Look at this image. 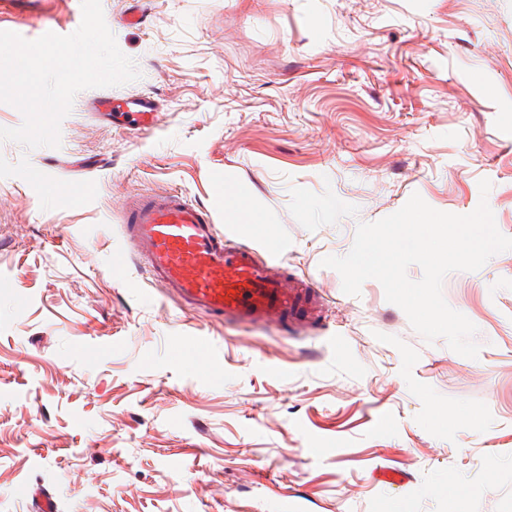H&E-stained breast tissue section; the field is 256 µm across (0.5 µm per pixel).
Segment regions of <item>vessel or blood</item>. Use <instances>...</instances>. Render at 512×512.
<instances>
[{
  "label": "vessel or blood",
  "mask_w": 512,
  "mask_h": 512,
  "mask_svg": "<svg viewBox=\"0 0 512 512\" xmlns=\"http://www.w3.org/2000/svg\"><path fill=\"white\" fill-rule=\"evenodd\" d=\"M134 112L151 127L157 105L136 96L98 97L95 112ZM134 256L152 281L182 308L237 326L312 329L324 303L312 281L281 261L225 239L208 213L178 193L134 196L123 226Z\"/></svg>",
  "instance_id": "vessel-or-blood-1"
}]
</instances>
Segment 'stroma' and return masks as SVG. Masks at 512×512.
I'll return each instance as SVG.
<instances>
[{
    "instance_id": "stroma-1",
    "label": "stroma",
    "mask_w": 512,
    "mask_h": 512,
    "mask_svg": "<svg viewBox=\"0 0 512 512\" xmlns=\"http://www.w3.org/2000/svg\"><path fill=\"white\" fill-rule=\"evenodd\" d=\"M102 7L140 72L109 92L152 97L157 121L99 119L93 88L59 147L0 142V512H33L38 485L56 512H455L462 487L465 512H512V251L444 279L475 359L426 342L378 281L348 295L320 265L415 193L459 215L487 200L512 237V0ZM81 20V0H27L0 31ZM226 182L269 237L225 223ZM164 191L313 280L320 329L224 325L167 298L121 234L127 196ZM198 336L216 354L190 369L169 346Z\"/></svg>"
}]
</instances>
